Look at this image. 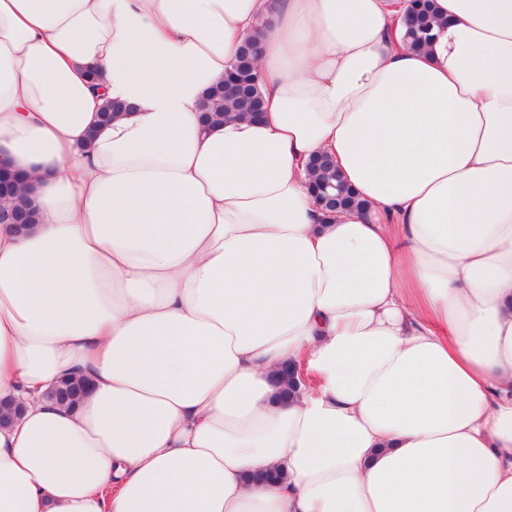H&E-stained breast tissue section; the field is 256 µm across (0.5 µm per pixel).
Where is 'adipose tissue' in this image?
<instances>
[{
	"instance_id": "1",
	"label": "adipose tissue",
	"mask_w": 512,
	"mask_h": 512,
	"mask_svg": "<svg viewBox=\"0 0 512 512\" xmlns=\"http://www.w3.org/2000/svg\"><path fill=\"white\" fill-rule=\"evenodd\" d=\"M436 8L0 0V512H512V0ZM261 15L264 119L202 131ZM406 9L401 16L405 29L404 44L414 50L423 51L433 38L434 31L442 24L437 15L434 0H406ZM309 168L316 175V196L326 212L333 213L338 209H362L364 207L363 200L344 180L335 184L338 167L336 160L331 155L320 154L313 157L309 162ZM324 186L328 187L325 193L323 192Z\"/></svg>"
}]
</instances>
